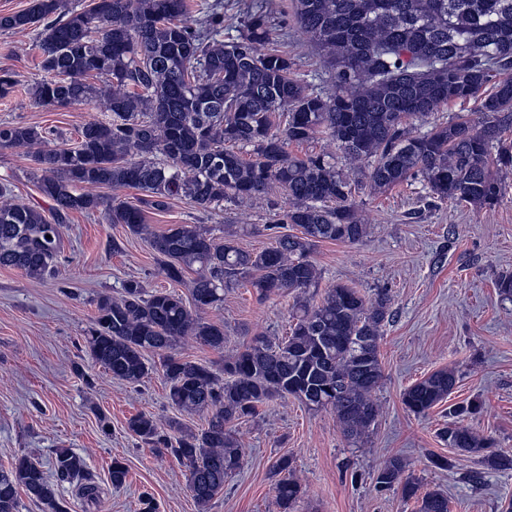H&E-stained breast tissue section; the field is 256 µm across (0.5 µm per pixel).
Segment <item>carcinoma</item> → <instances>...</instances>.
<instances>
[{"mask_svg": "<svg viewBox=\"0 0 512 512\" xmlns=\"http://www.w3.org/2000/svg\"><path fill=\"white\" fill-rule=\"evenodd\" d=\"M188 0H88L77 10L65 0H31L20 12L0 15V30L36 28L45 77L31 87L43 106H69L104 99L110 117L90 120L77 146L48 145L34 126L1 125L0 148L31 150L40 172L38 188L53 201V219L38 209L6 201L0 185V267L44 280L55 271L58 225L72 211L103 209L110 224H123L149 240L162 274L188 288L192 306L175 291H150L123 282L120 297L96 300L94 326L83 351L112 377L138 384L149 372L145 355L170 350L186 336L224 349V326L200 312L224 302V289L250 279L259 296L296 294L289 334L277 341L254 336L224 358L220 370L168 355L163 374L168 400L187 413L207 412L204 427L164 430L145 412L128 431L140 442L170 453L188 469L197 512H209L224 478L239 470L243 448L229 425L252 417L276 398L291 396L308 408L329 409L343 434L364 438L379 413L373 392L383 378L379 340L392 320L385 291L367 299L336 285L313 303L306 298L320 271L309 259L315 243L360 242L367 224L352 202V184L330 155L299 159L288 152L325 132L345 161L359 165L374 191L413 178L429 196L491 207L503 193L502 175L512 171V0H295L294 20L321 53L333 92L309 91L288 54L270 47L265 6L251 11L236 37L218 39L224 2L201 0L199 27L184 21ZM102 79V86L87 82ZM19 85L14 72H0V98ZM491 86L490 93L479 92ZM474 100L473 115L414 135L410 118L425 119L454 100ZM252 148L242 158L226 144ZM136 188L141 205H114L99 188ZM280 188L288 209L265 230L274 239L259 252L238 247L232 235L216 237L204 224H173L150 232L144 208L162 211L170 200H187L201 212L220 202L237 204ZM289 224L297 234L281 232ZM193 277L186 278L187 273ZM453 370H436L408 387L404 405L425 414L448 398ZM474 402L450 411L443 437L448 446L479 455L488 466H512L491 440L464 424ZM399 457L376 477L382 487H401L417 512H448L440 490L420 492ZM275 491L283 512L300 497L288 457L274 465ZM112 486L125 485L128 468L113 459ZM72 484L95 502L99 485L82 456L55 452L51 469L27 456L0 471V512H19V491L43 512H68L60 487Z\"/></svg>", "mask_w": 512, "mask_h": 512, "instance_id": "1", "label": "carcinoma"}]
</instances>
